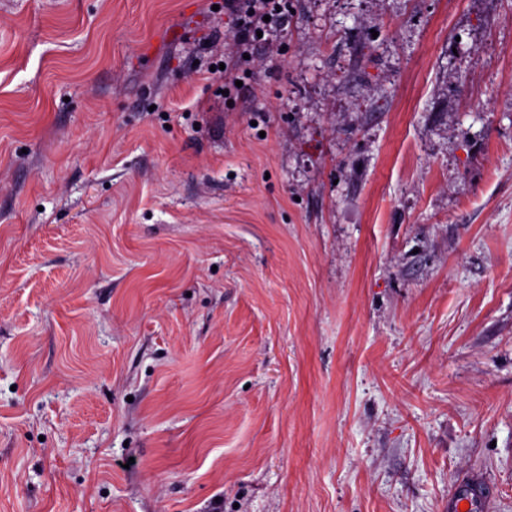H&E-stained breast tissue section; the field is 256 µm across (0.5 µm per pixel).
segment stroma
<instances>
[{
    "label": "stroma",
    "mask_w": 512,
    "mask_h": 512,
    "mask_svg": "<svg viewBox=\"0 0 512 512\" xmlns=\"http://www.w3.org/2000/svg\"><path fill=\"white\" fill-rule=\"evenodd\" d=\"M0 0V512H512V0ZM279 0H224V16H227L233 24L231 48L224 53V87L235 86V81L240 80L239 62L244 59V53H250L253 43L260 39L257 31L265 35L267 27L273 22L283 19V6ZM280 8V11H277ZM270 16V21L265 22L263 17ZM221 72V73H223ZM482 484L472 477L455 483L448 492V512H483L489 510L490 503L481 494ZM467 505L466 511H463Z\"/></svg>",
    "instance_id": "1"
}]
</instances>
